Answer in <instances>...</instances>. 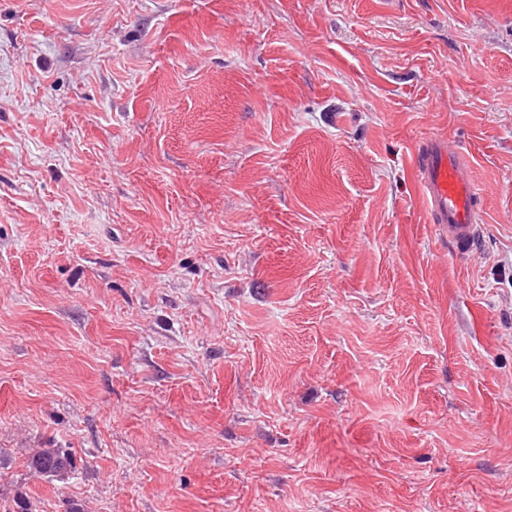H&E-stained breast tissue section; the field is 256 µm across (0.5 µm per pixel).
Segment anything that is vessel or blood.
I'll use <instances>...</instances> for the list:
<instances>
[{"label": "vessel or blood", "mask_w": 512, "mask_h": 512, "mask_svg": "<svg viewBox=\"0 0 512 512\" xmlns=\"http://www.w3.org/2000/svg\"><path fill=\"white\" fill-rule=\"evenodd\" d=\"M413 165L431 223L439 225L460 251H472L480 226L479 191L470 158L447 139L432 137L416 147Z\"/></svg>", "instance_id": "vessel-or-blood-1"}]
</instances>
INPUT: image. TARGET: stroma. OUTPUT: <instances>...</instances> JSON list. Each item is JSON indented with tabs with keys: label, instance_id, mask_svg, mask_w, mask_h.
Masks as SVG:
<instances>
[{
	"label": "stroma",
	"instance_id": "1",
	"mask_svg": "<svg viewBox=\"0 0 512 512\" xmlns=\"http://www.w3.org/2000/svg\"><path fill=\"white\" fill-rule=\"evenodd\" d=\"M434 136L473 161L469 255L427 219ZM21 497L512 512V0H0ZM27 462L31 471L51 478H63L76 467L73 456L59 448H42Z\"/></svg>",
	"mask_w": 512,
	"mask_h": 512
}]
</instances>
